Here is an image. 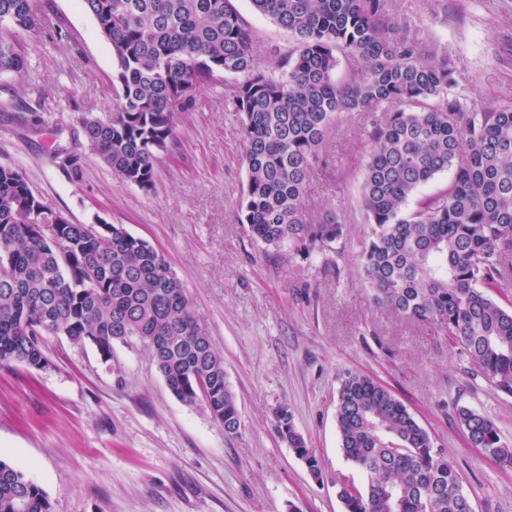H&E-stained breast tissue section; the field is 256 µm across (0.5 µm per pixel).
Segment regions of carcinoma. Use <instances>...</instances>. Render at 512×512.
Segmentation results:
<instances>
[{"label": "carcinoma", "mask_w": 512, "mask_h": 512, "mask_svg": "<svg viewBox=\"0 0 512 512\" xmlns=\"http://www.w3.org/2000/svg\"><path fill=\"white\" fill-rule=\"evenodd\" d=\"M112 48L121 106L82 119L85 147L123 182L149 191L175 137L180 98L224 75L244 138L241 223L266 249L310 255L343 236L334 210L311 223L305 196L343 113L372 117L363 170L362 273L375 304L456 341L492 386L512 394V310L491 291L512 279V101L469 108L455 64L412 34L391 0H250L291 34L270 67L231 0H82ZM39 24L34 0H0V74L19 73L15 34ZM362 63L345 82L339 56ZM451 171L448 188L406 213L409 198ZM45 224L52 236L32 231ZM89 343L106 361L136 339L171 394L200 403L235 436L241 427L224 359L199 324L164 254L116 224H73L0 166V366L45 367V337ZM469 442L512 466L495 423L461 408ZM281 438L315 475L318 461L287 407ZM340 450L367 478L343 487L346 512H473L458 473L387 387L348 371L336 397ZM0 512H51L27 472L0 459Z\"/></svg>", "instance_id": "1"}]
</instances>
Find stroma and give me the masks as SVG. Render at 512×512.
Here are the masks:
<instances>
[{"label":"stroma","mask_w":512,"mask_h":512,"mask_svg":"<svg viewBox=\"0 0 512 512\" xmlns=\"http://www.w3.org/2000/svg\"><path fill=\"white\" fill-rule=\"evenodd\" d=\"M36 2L46 21L18 36L26 66L0 74V166L19 168L70 222L122 225L165 255L224 358L241 428L226 436L202 405L176 399L139 341L115 344L105 361L92 345L49 336L44 368L0 367V458L27 471L52 512H344L340 484H364L336 429L339 377L350 370L409 408L474 512H512V467L484 457L458 419L463 407L486 415L512 447V394L442 332L371 299L360 265L367 117L342 115L307 189L310 220L337 210L343 237L307 257L264 250L239 221L243 132L226 84L200 89L176 113L153 190L125 184L84 150L80 127L120 106L111 47L81 0ZM231 2L270 65L271 49L288 48L291 36L250 0ZM392 10L412 15L421 37L454 60L468 105L512 99V0H394ZM67 152L82 157L79 177L58 164ZM281 406L319 476L277 433Z\"/></svg>","instance_id":"stroma-1"}]
</instances>
